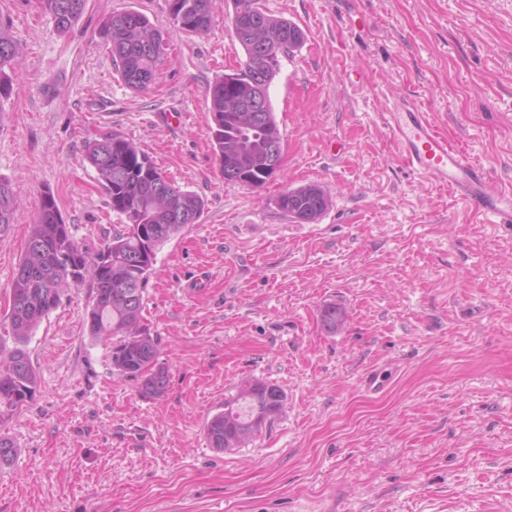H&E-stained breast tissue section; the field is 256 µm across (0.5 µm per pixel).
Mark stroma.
Listing matches in <instances>:
<instances>
[{"label": "stroma", "instance_id": "35a3bbf8", "mask_svg": "<svg viewBox=\"0 0 512 512\" xmlns=\"http://www.w3.org/2000/svg\"><path fill=\"white\" fill-rule=\"evenodd\" d=\"M260 4L306 40L269 88L281 168L249 188L222 180L205 101L246 59L233 0H214L202 36L176 30L166 0H87L64 35L42 0H0L23 48L0 103V175L18 194L0 334L44 190L89 250L120 224L86 142L133 140L206 201L145 293L165 394L114 372L88 335L87 288L68 289L28 344L40 391L6 428L19 455L0 467V512H512V224L406 167L384 125L390 100L414 98L512 188V0ZM128 9L168 44L143 93L98 35ZM309 183L329 196L315 222L275 208ZM329 302L347 312L334 335L319 319ZM371 368L383 393L360 386ZM253 379L285 391L284 413L241 448H212L207 419Z\"/></svg>", "mask_w": 512, "mask_h": 512}]
</instances>
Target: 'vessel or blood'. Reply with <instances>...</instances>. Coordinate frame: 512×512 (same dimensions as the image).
<instances>
[{"label": "vessel or blood", "instance_id": "vessel-or-blood-1", "mask_svg": "<svg viewBox=\"0 0 512 512\" xmlns=\"http://www.w3.org/2000/svg\"><path fill=\"white\" fill-rule=\"evenodd\" d=\"M385 123L390 141L413 171L451 190L474 212L512 224V191L494 184L482 165L451 145L416 102L396 99Z\"/></svg>", "mask_w": 512, "mask_h": 512}]
</instances>
